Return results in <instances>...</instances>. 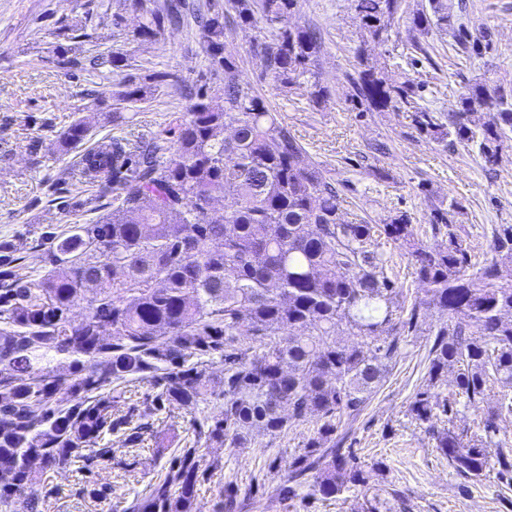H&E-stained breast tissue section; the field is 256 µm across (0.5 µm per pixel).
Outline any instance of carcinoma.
<instances>
[{"label": "carcinoma", "mask_w": 512, "mask_h": 512, "mask_svg": "<svg viewBox=\"0 0 512 512\" xmlns=\"http://www.w3.org/2000/svg\"><path fill=\"white\" fill-rule=\"evenodd\" d=\"M363 42L389 39L403 0H352ZM225 10L198 16L210 75L224 81V106L209 100L206 84L195 86L187 111L147 140L111 138L81 158L85 183L94 187L78 206L98 214L92 224H70L42 234L44 269L26 270L8 244L0 257V446L12 449L0 465L22 492L32 470H65L94 463L111 449L95 448L103 432L121 422L93 393L130 376L150 377L160 398L194 406L212 390L210 379L181 361L217 353L224 379L217 414L199 426L210 442L247 448L254 431L277 439L291 427L316 419L317 429L275 489L282 502L312 491L337 497L366 484L365 465L342 447L336 429L342 416L363 410L399 352L401 336L417 326L420 309L434 307L444 321L430 331L429 381L456 371L457 399L425 390L410 405L428 425L436 448L466 482L489 472L512 486V447L496 438L493 418L478 430H457L454 406H477L488 383L512 390V225L493 232L491 258L472 269L469 247L453 229L461 205L431 209L436 233L448 230V246L434 249L419 239L413 217L398 211L371 224L345 218L333 180L264 100L243 84L234 58L224 53L229 26L264 30L253 53L263 79L293 88L315 106L328 101L317 61L321 35L290 23L298 0H228ZM139 14L133 36L156 40L182 23L177 3L132 0ZM464 0H428L413 11L421 36L451 30L456 53L472 58L490 49L488 33L473 36L462 22ZM49 64L67 73L84 63L57 47ZM354 97L372 112L402 103L415 127L431 140L477 149L483 169L493 170L512 141V89L475 82L460 97V112L443 123L421 103L409 77L392 84L371 69L353 79ZM150 91L131 80L115 92L117 104L143 101ZM76 118L56 135L65 155L88 136ZM229 202L215 215L214 203ZM406 251L420 295L407 293L388 276L391 254ZM93 289L89 313L70 317L85 289ZM295 334L278 339L281 330ZM345 331L361 339L350 348ZM252 337L245 345L240 337ZM71 360L73 379L53 373L57 359ZM71 392L75 403L53 408ZM448 427L433 425L439 415ZM222 469L202 467L196 446L176 449L145 495L127 512H200L201 480ZM217 512H239L238 489L221 491Z\"/></svg>", "instance_id": "obj_1"}]
</instances>
